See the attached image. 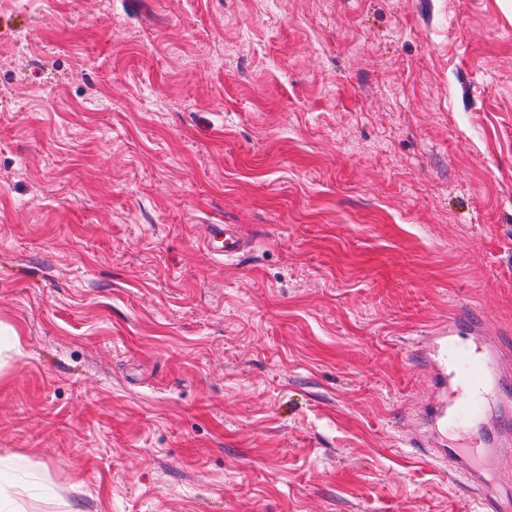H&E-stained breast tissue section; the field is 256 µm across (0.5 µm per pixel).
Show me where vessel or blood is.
Masks as SVG:
<instances>
[{
    "instance_id": "1",
    "label": "vessel or blood",
    "mask_w": 512,
    "mask_h": 512,
    "mask_svg": "<svg viewBox=\"0 0 512 512\" xmlns=\"http://www.w3.org/2000/svg\"><path fill=\"white\" fill-rule=\"evenodd\" d=\"M203 245L217 260L248 248L229 224L207 225ZM423 359L436 387L424 416L437 436L482 413L487 390L499 392L495 420L473 427L470 447L449 449L448 459L485 512H512V458L501 453L512 445V393L504 389L512 382V349L487 343L482 329L456 315L434 329Z\"/></svg>"
}]
</instances>
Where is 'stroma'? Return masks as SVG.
Here are the masks:
<instances>
[{
    "label": "stroma",
    "instance_id": "1",
    "mask_svg": "<svg viewBox=\"0 0 512 512\" xmlns=\"http://www.w3.org/2000/svg\"><path fill=\"white\" fill-rule=\"evenodd\" d=\"M452 312L512 345L504 0H0L12 512H483ZM203 245L207 253L216 260L237 255L249 247L236 228L229 224L207 225Z\"/></svg>",
    "mask_w": 512,
    "mask_h": 512
}]
</instances>
